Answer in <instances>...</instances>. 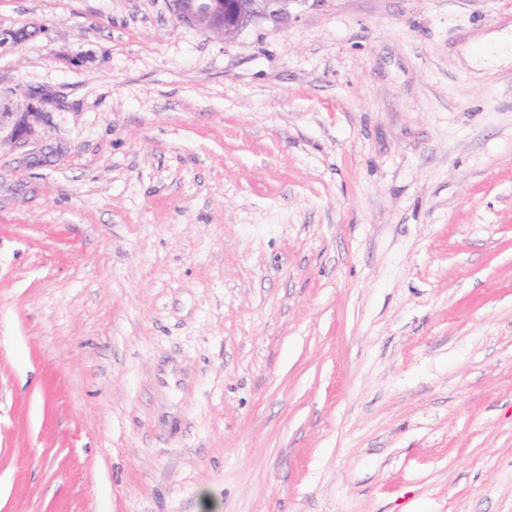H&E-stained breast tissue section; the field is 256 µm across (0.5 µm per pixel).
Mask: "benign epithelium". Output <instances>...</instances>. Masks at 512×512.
Segmentation results:
<instances>
[{"label": "benign epithelium", "mask_w": 512, "mask_h": 512, "mask_svg": "<svg viewBox=\"0 0 512 512\" xmlns=\"http://www.w3.org/2000/svg\"><path fill=\"white\" fill-rule=\"evenodd\" d=\"M257 0H172L173 14L180 22L193 24L230 37L255 14ZM38 112H24L13 129L14 139L32 134Z\"/></svg>", "instance_id": "benign-epithelium-1"}]
</instances>
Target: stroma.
<instances>
[{"mask_svg":"<svg viewBox=\"0 0 512 512\" xmlns=\"http://www.w3.org/2000/svg\"><path fill=\"white\" fill-rule=\"evenodd\" d=\"M171 4L0 0V512H512V0ZM258 0H172L173 14L189 23L230 37L255 14ZM485 45L488 51L480 55L481 59L494 62L500 59L511 58L512 61V34L503 33L499 36L485 39Z\"/></svg>","mask_w":512,"mask_h":512,"instance_id":"obj_1","label":"stroma"}]
</instances>
